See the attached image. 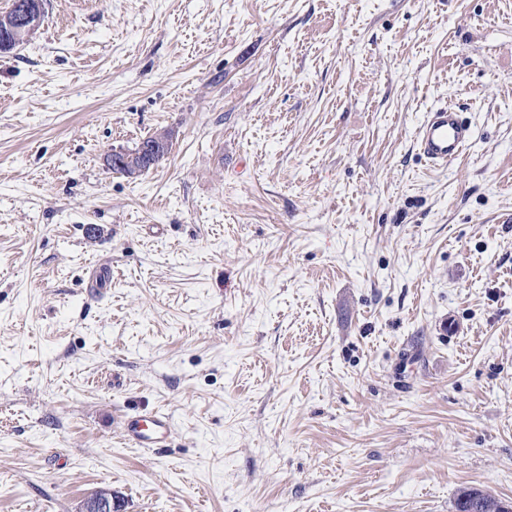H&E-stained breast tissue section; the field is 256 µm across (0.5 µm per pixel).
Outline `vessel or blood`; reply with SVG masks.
<instances>
[{
    "instance_id": "obj_1",
    "label": "vessel or blood",
    "mask_w": 512,
    "mask_h": 512,
    "mask_svg": "<svg viewBox=\"0 0 512 512\" xmlns=\"http://www.w3.org/2000/svg\"><path fill=\"white\" fill-rule=\"evenodd\" d=\"M473 138V130L450 106L430 111L418 132L422 155L435 167L445 168L456 162ZM172 433L170 418L155 412L147 416L129 417L122 423V436L139 448H158Z\"/></svg>"
}]
</instances>
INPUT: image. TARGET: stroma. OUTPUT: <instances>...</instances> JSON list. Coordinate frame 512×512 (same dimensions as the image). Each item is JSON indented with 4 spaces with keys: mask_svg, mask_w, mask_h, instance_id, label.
Returning <instances> with one entry per match:
<instances>
[{
    "mask_svg": "<svg viewBox=\"0 0 512 512\" xmlns=\"http://www.w3.org/2000/svg\"><path fill=\"white\" fill-rule=\"evenodd\" d=\"M149 411L166 447L121 434ZM462 487L512 501V0H45L0 53V512ZM473 130L451 106L430 111L418 132L422 155L434 167L447 168L465 152ZM163 134H157L148 138H154L163 136ZM169 136L164 135L155 139L154 141H141L137 149L132 152H124L121 150L112 151L106 157L108 166L124 167L126 173L130 176H135L141 172L147 171L148 168L154 166L164 152Z\"/></svg>",
    "mask_w": 512,
    "mask_h": 512,
    "instance_id": "stroma-1",
    "label": "stroma"
}]
</instances>
